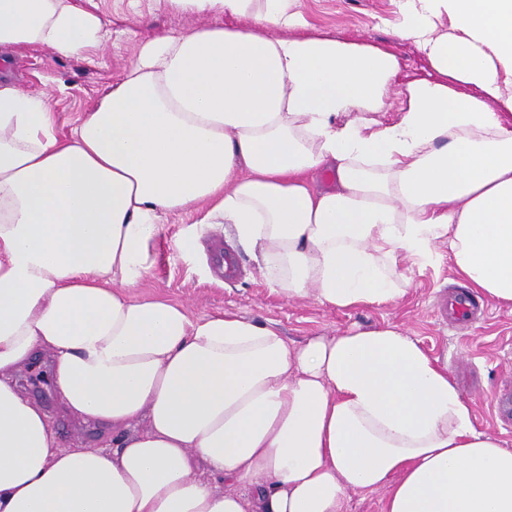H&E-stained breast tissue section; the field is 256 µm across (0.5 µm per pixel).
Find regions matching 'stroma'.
Returning a JSON list of instances; mask_svg holds the SVG:
<instances>
[{
  "label": "stroma",
  "instance_id": "obj_1",
  "mask_svg": "<svg viewBox=\"0 0 512 512\" xmlns=\"http://www.w3.org/2000/svg\"><path fill=\"white\" fill-rule=\"evenodd\" d=\"M76 6L101 15L109 36L104 46L80 55H64L38 48L15 55L0 77L19 89L51 97L59 135L69 134L107 87L117 83L129 68L134 52L144 42L202 25L247 28L248 18L231 15L207 17L178 12L169 0H74ZM305 24L295 29L300 38L341 34L345 39L370 45L397 57L402 82L434 77L426 56L413 44L395 38L393 0H300ZM202 212L189 210L172 217L157 243V262L134 293L158 296L186 306L195 317L231 311L261 323H274L288 342L301 344L315 336H335L355 325L403 326L432 357L446 363L459 391L471 402L477 428L501 433L492 409L499 390L512 383V305L487 302L486 316L473 324L451 325L437 313L441 295L458 284L448 259L424 269L403 266L409 279L406 295L380 307L336 311L314 298H288L271 288L245 253L235 262L234 279L212 274L209 253L185 256L176 245L183 227L199 222ZM40 382L26 381L27 390L55 415V425L66 446H96V430L58 416V402L51 383L48 357L34 366ZM512 448V433H501Z\"/></svg>",
  "mask_w": 512,
  "mask_h": 512
}]
</instances>
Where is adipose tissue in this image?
<instances>
[{
  "instance_id": "1",
  "label": "adipose tissue",
  "mask_w": 512,
  "mask_h": 512,
  "mask_svg": "<svg viewBox=\"0 0 512 512\" xmlns=\"http://www.w3.org/2000/svg\"><path fill=\"white\" fill-rule=\"evenodd\" d=\"M170 2L253 27L139 46L65 138L0 83V512H344L378 489L383 512H512V448L400 326L293 346L130 293L167 218L201 208L185 255L220 227L291 297L381 306L404 262L445 255L512 304V0H395L393 35L440 75L406 84L392 54L295 37L298 0ZM104 39L72 0H0V60ZM41 355L102 447L65 446L20 386Z\"/></svg>"
}]
</instances>
